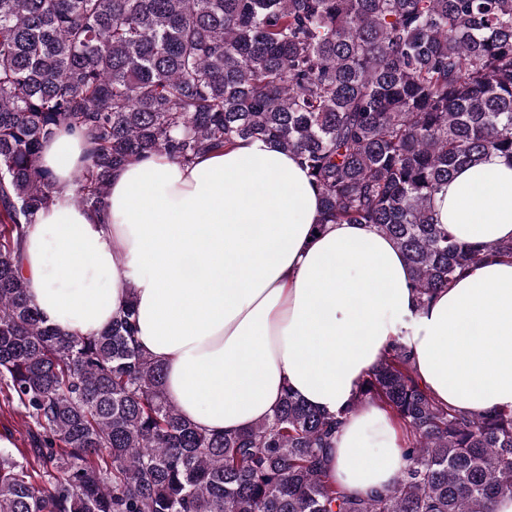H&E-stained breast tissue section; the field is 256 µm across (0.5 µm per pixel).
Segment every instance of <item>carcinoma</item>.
<instances>
[{
	"mask_svg": "<svg viewBox=\"0 0 512 512\" xmlns=\"http://www.w3.org/2000/svg\"><path fill=\"white\" fill-rule=\"evenodd\" d=\"M62 130L88 144L73 198L95 217L132 160L272 142L321 195L314 228L376 227L424 306L512 259V240L461 242L432 208L459 170L512 161V0H0V394L39 465L0 447V512H495L512 492V408L439 403L398 338L344 408L286 388L271 417L216 434L167 397L134 297L97 336L47 324L20 254L59 191L40 153ZM367 400L405 431L406 465L358 498L329 481V448Z\"/></svg>",
	"mask_w": 512,
	"mask_h": 512,
	"instance_id": "cac0c4a2",
	"label": "carcinoma"
}]
</instances>
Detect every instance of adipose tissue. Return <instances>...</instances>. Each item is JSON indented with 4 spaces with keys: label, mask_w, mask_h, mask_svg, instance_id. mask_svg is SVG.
<instances>
[{
    "label": "adipose tissue",
    "mask_w": 512,
    "mask_h": 512,
    "mask_svg": "<svg viewBox=\"0 0 512 512\" xmlns=\"http://www.w3.org/2000/svg\"><path fill=\"white\" fill-rule=\"evenodd\" d=\"M86 151L66 132L44 148L59 192L24 244L28 292L48 323L83 336L135 297L139 344L192 423L250 427L287 387L337 411L396 337L441 403L512 408L511 260L466 270L421 308L389 237L366 224L314 232L319 192L275 144L241 141L191 165L131 161L113 171L98 218L70 191ZM434 210L460 240H511L512 163L492 155L461 169ZM330 453V480L351 496L390 487L402 465L398 432L376 408L348 416Z\"/></svg>",
    "instance_id": "1"
}]
</instances>
